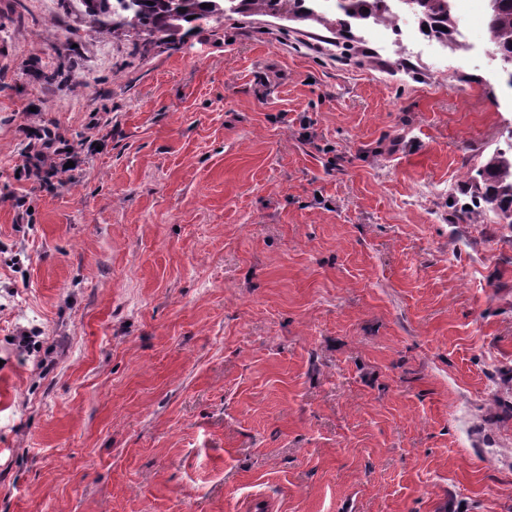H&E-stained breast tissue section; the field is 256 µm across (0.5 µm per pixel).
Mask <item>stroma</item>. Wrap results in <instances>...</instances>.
Masks as SVG:
<instances>
[{"label": "stroma", "mask_w": 512, "mask_h": 512, "mask_svg": "<svg viewBox=\"0 0 512 512\" xmlns=\"http://www.w3.org/2000/svg\"><path fill=\"white\" fill-rule=\"evenodd\" d=\"M79 12L0 0V512H512V229L448 221L512 134L483 17L398 74Z\"/></svg>", "instance_id": "obj_1"}]
</instances>
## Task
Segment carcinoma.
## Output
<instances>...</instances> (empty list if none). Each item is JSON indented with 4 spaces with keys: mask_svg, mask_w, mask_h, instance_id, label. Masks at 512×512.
Returning a JSON list of instances; mask_svg holds the SVG:
<instances>
[{
    "mask_svg": "<svg viewBox=\"0 0 512 512\" xmlns=\"http://www.w3.org/2000/svg\"><path fill=\"white\" fill-rule=\"evenodd\" d=\"M80 0L83 13L101 32L132 30L144 36L145 44L158 38L167 44L181 41L185 27L201 21L228 17L224 0ZM306 0H242L234 13L247 16H273L281 19L312 20L345 42L342 62L364 63V55L350 45L353 25H368L383 16L384 0H343L342 15L329 17L305 7ZM208 7H202V4ZM418 8L427 34L445 39L448 48L458 50L452 40L456 20L448 13V0H411ZM492 51L512 65V0H492L487 18ZM462 191L470 201L456 210L455 223L474 224L491 212L499 224L512 225V135L506 147L496 146L485 160L466 174Z\"/></svg>",
    "mask_w": 512,
    "mask_h": 512,
    "instance_id": "cac0c4a2",
    "label": "carcinoma"
}]
</instances>
